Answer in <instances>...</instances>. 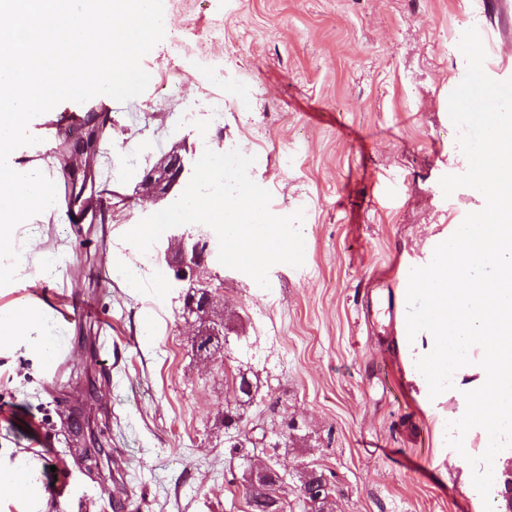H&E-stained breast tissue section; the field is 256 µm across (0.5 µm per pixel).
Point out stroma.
I'll list each match as a JSON object with an SVG mask.
<instances>
[{
  "instance_id": "stroma-1",
  "label": "stroma",
  "mask_w": 512,
  "mask_h": 512,
  "mask_svg": "<svg viewBox=\"0 0 512 512\" xmlns=\"http://www.w3.org/2000/svg\"><path fill=\"white\" fill-rule=\"evenodd\" d=\"M164 39L141 65L145 93L64 101L28 126L21 165L71 183L55 121L108 113L93 181L109 183L106 222L34 216L54 269L39 288L0 286V308L25 300L69 358L41 373L23 349L0 350V459L37 454L50 512H249L224 453L231 376L250 370L249 419L295 420L278 462L287 512H301V473L323 471L334 512H472L462 469L438 459L432 424L404 380L396 349L405 310L398 271L429 238L476 218L481 201L453 156L478 144L458 91L512 86V0H165ZM221 23L224 82L192 60L173 65L186 28ZM224 100V121L204 106ZM253 156L270 210L304 211V264L274 265L268 288L209 259L218 314L237 340L204 358L178 316L166 239L153 260L123 241L160 207L132 200L137 176L173 145L188 162L201 142ZM135 269L138 288L126 285ZM95 304L80 313L74 298ZM99 449L96 468L77 450Z\"/></svg>"
}]
</instances>
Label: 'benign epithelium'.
Returning <instances> with one entry per match:
<instances>
[{
  "label": "benign epithelium",
  "instance_id": "benign-epithelium-1",
  "mask_svg": "<svg viewBox=\"0 0 512 512\" xmlns=\"http://www.w3.org/2000/svg\"><path fill=\"white\" fill-rule=\"evenodd\" d=\"M103 130V121L95 119L84 128V133L68 141V154L77 161L81 158L93 159L98 151V142ZM187 172L186 158L177 150L163 155L151 168L144 171L141 180L135 185L132 198L159 202L166 199L174 188L182 185ZM216 233L195 234L188 230L173 229L165 250V261L170 273L178 283L187 285L185 296L188 305L182 308L181 317L185 323L197 327L198 336H218L220 332L207 326L210 313L215 307V293L207 277L206 263L211 254ZM293 427L281 429L274 434H265L263 448L247 459L248 471L262 475L265 470H277L281 479L288 480V473L276 469L277 462L268 452L279 447L280 440Z\"/></svg>",
  "mask_w": 512,
  "mask_h": 512
}]
</instances>
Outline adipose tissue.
<instances>
[{
	"instance_id": "ef3b65f1",
	"label": "adipose tissue",
	"mask_w": 512,
	"mask_h": 512,
	"mask_svg": "<svg viewBox=\"0 0 512 512\" xmlns=\"http://www.w3.org/2000/svg\"><path fill=\"white\" fill-rule=\"evenodd\" d=\"M459 160L483 205L474 222L450 225L400 268L412 312L397 346L439 455L456 449L473 512H491L488 489L512 461V113H496L484 141ZM42 321L28 303L0 308V340L24 343L45 370L60 342L42 333ZM40 467L29 454L0 463V501L42 512Z\"/></svg>"
}]
</instances>
